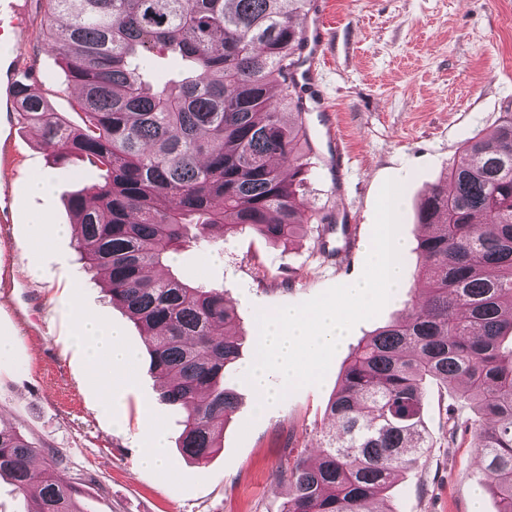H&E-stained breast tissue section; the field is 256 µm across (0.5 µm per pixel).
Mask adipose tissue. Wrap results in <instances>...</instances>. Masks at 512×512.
Wrapping results in <instances>:
<instances>
[{"mask_svg":"<svg viewBox=\"0 0 512 512\" xmlns=\"http://www.w3.org/2000/svg\"><path fill=\"white\" fill-rule=\"evenodd\" d=\"M76 340L88 353L91 370L104 392H111L115 376L132 363L121 331L82 315L77 321Z\"/></svg>","mask_w":512,"mask_h":512,"instance_id":"obj_1","label":"adipose tissue"}]
</instances>
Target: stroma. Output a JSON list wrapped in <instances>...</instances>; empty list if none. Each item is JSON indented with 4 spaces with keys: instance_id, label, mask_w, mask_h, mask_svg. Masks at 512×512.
Masks as SVG:
<instances>
[{
    "instance_id": "1",
    "label": "stroma",
    "mask_w": 512,
    "mask_h": 512,
    "mask_svg": "<svg viewBox=\"0 0 512 512\" xmlns=\"http://www.w3.org/2000/svg\"><path fill=\"white\" fill-rule=\"evenodd\" d=\"M327 41L317 72L322 104L303 115L313 148L305 202L323 214L289 246L246 231L176 253L170 273L224 285L237 308L241 356L226 377L238 407L224 428L223 447L207 464L178 451L181 409L159 399L140 330L105 296L77 261L74 238L33 244L29 215L71 223L68 196L99 174L78 159L52 164L35 130L16 125L0 158V267L11 289L0 291V421L17 427L38 450L64 459L79 500L92 512H283L289 496L282 469L312 449L330 427L325 413L351 347L403 313L414 297L419 264L413 245L422 229L419 202L441 180L462 145L512 112V0H323ZM45 0H28L27 31L14 50L31 59L36 87L54 111L76 118L78 91L38 38ZM337 125L340 144L329 137ZM55 176L51 193L30 188L33 174ZM397 180L399 235L409 247L401 266V299L349 332L319 385H306L257 411L244 375L255 356V314L307 301L335 285L357 282L372 244L382 184ZM356 228L350 261L337 267L339 225ZM122 326L136 359L104 393L73 339L78 314ZM453 400L428 388L425 420L434 447L417 470L389 492L396 512H497L490 487L475 476L474 449L448 448L445 408ZM167 435L170 470H143L138 459L146 421Z\"/></svg>"
}]
</instances>
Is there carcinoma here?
<instances>
[{"label": "carcinoma", "instance_id": "obj_1", "mask_svg": "<svg viewBox=\"0 0 512 512\" xmlns=\"http://www.w3.org/2000/svg\"><path fill=\"white\" fill-rule=\"evenodd\" d=\"M311 0H47L38 38L80 89L82 123L54 112L22 81L20 124L56 161L102 172L68 198L84 267L144 331L162 401L185 411L181 455L204 464L237 407L225 374L240 358L224 286L154 277L170 254L249 229L287 246L324 218L305 208L312 148L291 78ZM188 65L177 82L143 78L148 55ZM297 118L285 119V111ZM288 164V174L282 165ZM417 250L421 295L405 317L348 357L326 413L336 427L316 461L280 472L284 512H395L385 492L434 447L427 383L453 386L472 415L446 417L448 447L468 444L512 512V112L467 141L424 194ZM37 449L0 422V477L32 501L27 512L79 507L63 458L32 466Z\"/></svg>", "mask_w": 512, "mask_h": 512}]
</instances>
